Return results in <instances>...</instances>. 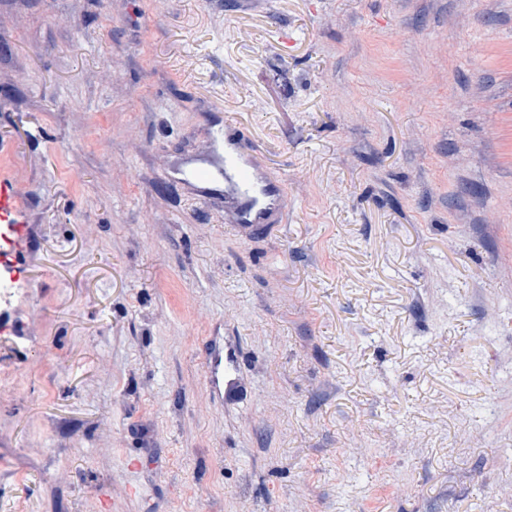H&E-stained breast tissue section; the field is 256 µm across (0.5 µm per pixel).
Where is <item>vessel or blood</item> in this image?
<instances>
[{"instance_id":"obj_1","label":"vessel or blood","mask_w":512,"mask_h":512,"mask_svg":"<svg viewBox=\"0 0 512 512\" xmlns=\"http://www.w3.org/2000/svg\"><path fill=\"white\" fill-rule=\"evenodd\" d=\"M246 131L224 124V165L197 167L191 178L200 184L224 183V215L232 224H279L285 220L286 182L267 171L256 153H242ZM19 193L13 182L0 180V218L18 213Z\"/></svg>"}]
</instances>
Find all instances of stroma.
Segmentation results:
<instances>
[{"label": "stroma", "mask_w": 512, "mask_h": 512, "mask_svg": "<svg viewBox=\"0 0 512 512\" xmlns=\"http://www.w3.org/2000/svg\"><path fill=\"white\" fill-rule=\"evenodd\" d=\"M238 2L0 0V512H512V0ZM246 131L231 121L224 122L223 167H197L190 177L199 184H214L224 178V219L229 224H280L285 221L286 182L267 171L259 156L246 155L241 146L247 142ZM19 193L13 182L5 179L0 180V218H6L14 214L18 216Z\"/></svg>", "instance_id": "obj_1"}]
</instances>
